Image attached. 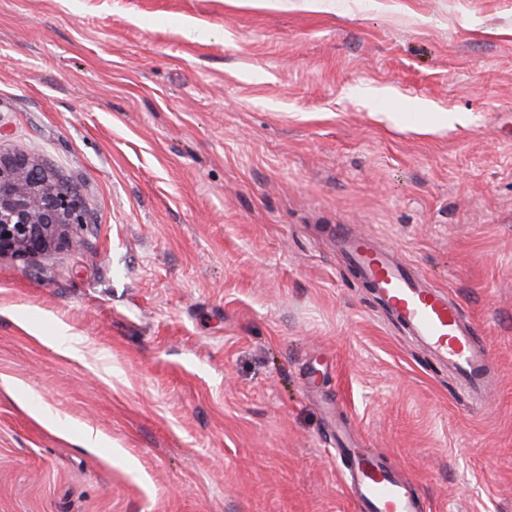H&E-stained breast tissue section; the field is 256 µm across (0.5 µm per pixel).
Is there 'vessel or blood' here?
<instances>
[{"instance_id":"obj_1","label":"vessel or blood","mask_w":512,"mask_h":512,"mask_svg":"<svg viewBox=\"0 0 512 512\" xmlns=\"http://www.w3.org/2000/svg\"><path fill=\"white\" fill-rule=\"evenodd\" d=\"M337 241L377 300L438 361L448 365L470 399L484 402L491 354L476 343L472 323L463 319L447 292L430 285L392 251L377 248L370 239L342 233ZM337 454L356 512H426L425 499L405 472L356 448H341Z\"/></svg>"}]
</instances>
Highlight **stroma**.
Listing matches in <instances>:
<instances>
[{
  "label": "stroma",
  "instance_id": "obj_1",
  "mask_svg": "<svg viewBox=\"0 0 512 512\" xmlns=\"http://www.w3.org/2000/svg\"><path fill=\"white\" fill-rule=\"evenodd\" d=\"M0 148L89 206L0 255V512H353L340 423L512 512V0H0ZM340 224L459 303L487 402Z\"/></svg>",
  "mask_w": 512,
  "mask_h": 512
}]
</instances>
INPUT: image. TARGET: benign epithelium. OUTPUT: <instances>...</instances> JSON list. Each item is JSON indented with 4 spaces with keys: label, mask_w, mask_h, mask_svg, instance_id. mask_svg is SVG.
Masks as SVG:
<instances>
[{
    "label": "benign epithelium",
    "mask_w": 512,
    "mask_h": 512,
    "mask_svg": "<svg viewBox=\"0 0 512 512\" xmlns=\"http://www.w3.org/2000/svg\"><path fill=\"white\" fill-rule=\"evenodd\" d=\"M88 215L85 198L46 166L0 150V255L33 260L75 246Z\"/></svg>",
    "instance_id": "1"
}]
</instances>
